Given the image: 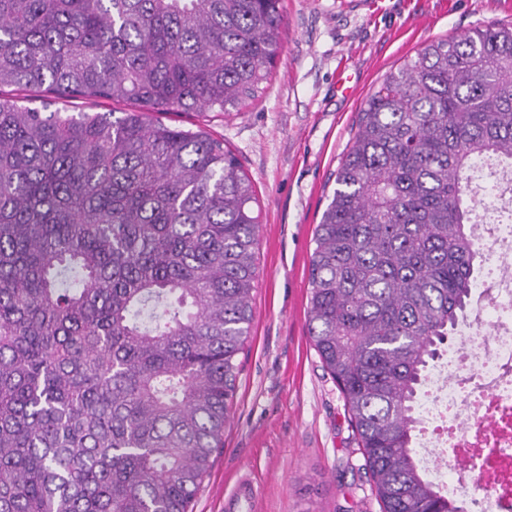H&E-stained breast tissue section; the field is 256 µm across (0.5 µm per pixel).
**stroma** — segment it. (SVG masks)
I'll list each match as a JSON object with an SVG mask.
<instances>
[{
    "label": "stroma",
    "instance_id": "obj_1",
    "mask_svg": "<svg viewBox=\"0 0 512 512\" xmlns=\"http://www.w3.org/2000/svg\"><path fill=\"white\" fill-rule=\"evenodd\" d=\"M282 49L258 100L232 117L157 112L223 140L261 211L253 323L224 446L192 512H224L240 475L260 512H381L342 394L308 337V266L333 174L372 89L426 42L512 24V0H282ZM352 95L336 89L339 72Z\"/></svg>",
    "mask_w": 512,
    "mask_h": 512
}]
</instances>
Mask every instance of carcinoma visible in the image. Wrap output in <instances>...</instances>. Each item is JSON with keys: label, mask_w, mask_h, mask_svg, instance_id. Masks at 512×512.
<instances>
[{"label": "carcinoma", "mask_w": 512, "mask_h": 512, "mask_svg": "<svg viewBox=\"0 0 512 512\" xmlns=\"http://www.w3.org/2000/svg\"><path fill=\"white\" fill-rule=\"evenodd\" d=\"M281 27L282 0H0V87L229 116ZM481 158L512 163V26L383 80L314 230L309 338L382 512H464L412 431L482 263ZM256 204L219 139L0 98V512H189L250 336Z\"/></svg>", "instance_id": "carcinoma-1"}]
</instances>
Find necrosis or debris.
Listing matches in <instances>:
<instances>
[{"label": "necrosis or debris", "mask_w": 512, "mask_h": 512, "mask_svg": "<svg viewBox=\"0 0 512 512\" xmlns=\"http://www.w3.org/2000/svg\"><path fill=\"white\" fill-rule=\"evenodd\" d=\"M478 240L497 272L495 315L464 322L448 355L428 374L419 403L420 463L430 480L478 512H512V224H480ZM476 480H449L456 463Z\"/></svg>", "instance_id": "obj_1"}]
</instances>
